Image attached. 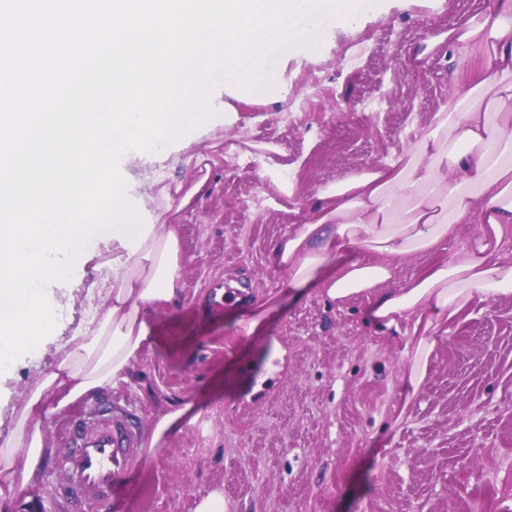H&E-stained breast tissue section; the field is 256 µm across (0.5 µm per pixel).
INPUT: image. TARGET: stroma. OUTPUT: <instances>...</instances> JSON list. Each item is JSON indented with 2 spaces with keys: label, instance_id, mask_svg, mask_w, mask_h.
<instances>
[{
  "label": "stroma",
  "instance_id": "1",
  "mask_svg": "<svg viewBox=\"0 0 512 512\" xmlns=\"http://www.w3.org/2000/svg\"><path fill=\"white\" fill-rule=\"evenodd\" d=\"M486 3L386 0L311 53L281 49L270 64L276 84L241 101L216 73L214 130L124 165L135 211L181 227L186 290L159 312L128 383L100 393L137 415L142 433L171 407L204 413L120 480L112 512H195L214 491L227 512H512V296L472 303L438 340L399 424L407 339L373 322L365 301L339 309L312 287L273 308L258 338L236 326L284 279L273 246L311 216L319 191L401 149L406 130L425 128L446 104L459 74L447 43L430 39ZM230 137L245 151L278 146L294 193L259 166L226 165ZM107 257L99 250L56 284L60 333L0 378V423L87 319V288ZM217 285L248 298L214 309ZM274 340L286 363L270 376ZM64 478L45 461L0 512H58Z\"/></svg>",
  "mask_w": 512,
  "mask_h": 512
}]
</instances>
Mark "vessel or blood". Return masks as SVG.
<instances>
[{"mask_svg": "<svg viewBox=\"0 0 512 512\" xmlns=\"http://www.w3.org/2000/svg\"><path fill=\"white\" fill-rule=\"evenodd\" d=\"M93 415L63 421L58 456L64 462L66 512H82L86 500H95L98 512H112L115 482L143 453L130 412L96 403Z\"/></svg>", "mask_w": 512, "mask_h": 512, "instance_id": "obj_1", "label": "vessel or blood"}]
</instances>
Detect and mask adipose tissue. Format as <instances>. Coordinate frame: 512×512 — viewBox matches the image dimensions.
<instances>
[{
    "mask_svg": "<svg viewBox=\"0 0 512 512\" xmlns=\"http://www.w3.org/2000/svg\"><path fill=\"white\" fill-rule=\"evenodd\" d=\"M447 38L466 82L399 153L321 190L312 217L290 225L273 247L286 273L282 287L241 324L243 335H255L281 297L314 285L339 307L365 299L378 325L407 323L412 359L394 412L398 422L450 324L473 300L512 294V260L501 257L512 247V0H490ZM461 224L480 230L469 246L446 254ZM93 243L112 253L102 311L13 406V427L0 438V498L34 484L41 471L47 449L39 418L94 389L127 382L151 343L157 312L185 292L178 225H153L135 252L116 237ZM412 256L429 263L395 285L400 261ZM200 416L191 403L161 412L142 447L155 450Z\"/></svg>",
    "mask_w": 512,
    "mask_h": 512,
    "instance_id": "ef3b65f1",
    "label": "adipose tissue"
}]
</instances>
